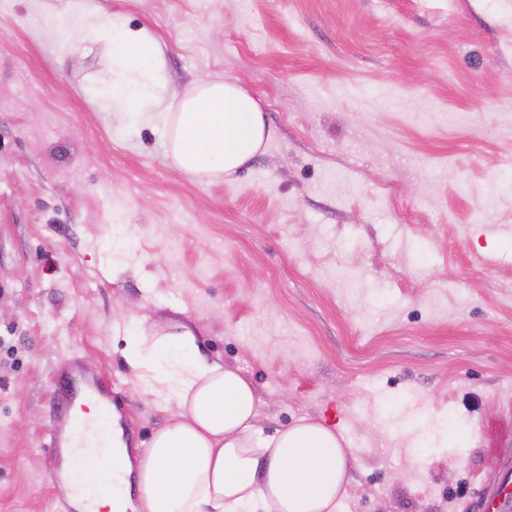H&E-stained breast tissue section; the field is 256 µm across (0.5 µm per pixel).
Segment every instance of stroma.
Listing matches in <instances>:
<instances>
[{
    "instance_id": "obj_1",
    "label": "stroma",
    "mask_w": 512,
    "mask_h": 512,
    "mask_svg": "<svg viewBox=\"0 0 512 512\" xmlns=\"http://www.w3.org/2000/svg\"><path fill=\"white\" fill-rule=\"evenodd\" d=\"M98 24L153 35L168 100L241 84L266 146L180 170L160 121L102 99ZM142 315L194 326L264 434L350 440L336 512H489L512 467V0H0V512H66L61 374L111 381L130 456L164 425L121 355Z\"/></svg>"
}]
</instances>
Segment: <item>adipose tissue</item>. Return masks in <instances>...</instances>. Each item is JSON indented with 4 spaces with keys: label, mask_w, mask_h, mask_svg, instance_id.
Returning a JSON list of instances; mask_svg holds the SVG:
<instances>
[{
    "label": "adipose tissue",
    "mask_w": 512,
    "mask_h": 512,
    "mask_svg": "<svg viewBox=\"0 0 512 512\" xmlns=\"http://www.w3.org/2000/svg\"><path fill=\"white\" fill-rule=\"evenodd\" d=\"M89 40L115 73L108 93L129 122L144 121V99L160 104L167 154L184 172L233 175L269 139L258 101L236 83L202 81L176 105L166 104L149 32L100 25ZM123 356L170 415L134 462L120 439L105 448L86 442L98 482L72 483L69 503L77 512H126L134 504L127 493H110L107 480L133 467L141 512H336L349 482L351 450L343 435L306 420L263 434L252 386L201 355L194 329L182 321L138 319Z\"/></svg>",
    "instance_id": "ef3b65f1"
}]
</instances>
